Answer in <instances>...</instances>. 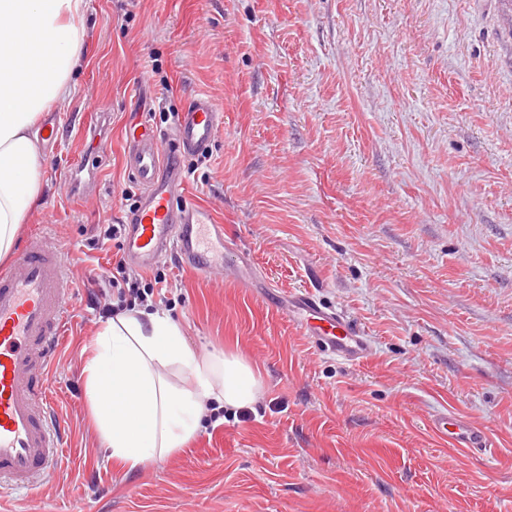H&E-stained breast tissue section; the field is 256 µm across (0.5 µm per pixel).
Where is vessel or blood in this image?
<instances>
[{"label": "vessel or blood", "instance_id": "1", "mask_svg": "<svg viewBox=\"0 0 512 512\" xmlns=\"http://www.w3.org/2000/svg\"><path fill=\"white\" fill-rule=\"evenodd\" d=\"M223 123V111L199 94L178 112L171 143L148 132L128 140L127 166L141 198L125 233V260L148 268L173 251L183 266L210 271V255L224 249V227L185 198L178 161L203 153ZM70 296L64 250L49 233L29 236L12 266L0 270V496L34 488L59 460L66 422L54 410L49 376L67 332ZM292 306L320 349L350 363L368 358L366 337L313 294H295ZM432 427L463 452L492 448L473 421L443 413Z\"/></svg>", "mask_w": 512, "mask_h": 512}]
</instances>
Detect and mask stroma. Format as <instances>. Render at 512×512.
<instances>
[{
  "label": "stroma",
  "instance_id": "35a3bbf8",
  "mask_svg": "<svg viewBox=\"0 0 512 512\" xmlns=\"http://www.w3.org/2000/svg\"><path fill=\"white\" fill-rule=\"evenodd\" d=\"M86 65L18 237L68 253L71 320L52 384L58 468L0 512H512V24L502 0H87ZM224 111L204 177L224 267L157 264L198 358L242 355L263 391L186 448L128 472L82 374L125 223L128 138H172L196 94ZM103 129L86 140L84 124ZM94 180L73 188L76 158ZM311 292L371 352L324 353L288 310ZM481 423L494 456L431 428Z\"/></svg>",
  "mask_w": 512,
  "mask_h": 512
}]
</instances>
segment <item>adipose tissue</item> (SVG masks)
Masks as SVG:
<instances>
[{
	"mask_svg": "<svg viewBox=\"0 0 512 512\" xmlns=\"http://www.w3.org/2000/svg\"><path fill=\"white\" fill-rule=\"evenodd\" d=\"M85 4L0 0V259L41 193V116L67 107L76 89ZM83 373L93 424L129 471L187 447L210 406L234 413L262 390L245 359L198 360L175 320L143 308L103 322Z\"/></svg>",
	"mask_w": 512,
	"mask_h": 512,
	"instance_id": "ef3b65f1",
	"label": "adipose tissue"
}]
</instances>
